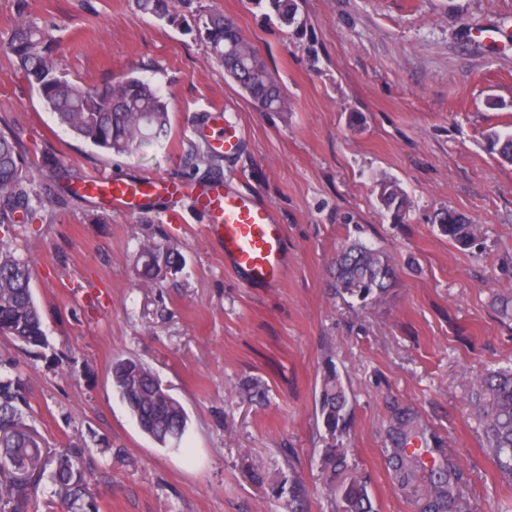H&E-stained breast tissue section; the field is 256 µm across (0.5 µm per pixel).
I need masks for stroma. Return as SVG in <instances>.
<instances>
[{
	"instance_id": "1",
	"label": "stroma",
	"mask_w": 512,
	"mask_h": 512,
	"mask_svg": "<svg viewBox=\"0 0 512 512\" xmlns=\"http://www.w3.org/2000/svg\"><path fill=\"white\" fill-rule=\"evenodd\" d=\"M304 26H282L267 0H172L170 16L133 0H0V133L31 174L32 212L0 241L32 266L48 345L27 353L0 336L48 447L87 446L99 512H332L325 449H345L341 480L367 483L376 512H424L428 470L401 481L397 413L408 411L437 467L457 463L462 512H512V481L490 459L468 406L476 378L512 365V164L486 139L512 131V0H298ZM232 17L279 79L290 108H259L210 55L207 16ZM50 32L67 78L94 88L127 72L161 89L170 129L147 156L116 155L59 123L8 49L20 20ZM503 103L487 107L488 98ZM233 116L236 157L198 164L202 128ZM221 176L269 204L286 228L289 266L275 288H247L207 239L189 202L153 199L120 213L74 189L87 176ZM407 196L402 219L376 181ZM452 211L477 224L472 245L441 229ZM150 241L181 261L139 280ZM359 241L396 269L383 298L334 287L341 246ZM152 368L189 421L180 448L143 434L112 384L115 359ZM349 401L322 424L323 375Z\"/></svg>"
}]
</instances>
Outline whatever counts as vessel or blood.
Listing matches in <instances>:
<instances>
[{
    "label": "vessel or blood",
    "instance_id": "1",
    "mask_svg": "<svg viewBox=\"0 0 512 512\" xmlns=\"http://www.w3.org/2000/svg\"><path fill=\"white\" fill-rule=\"evenodd\" d=\"M244 133L237 122L224 120L207 135L211 151L231 158L242 149ZM77 195L104 203L113 209L132 213L152 198L179 199L191 196L196 208L208 218L206 234L224 249V265L242 285L274 287L288 269L285 227L273 209L254 196L241 194L222 179L193 187L160 176L135 180L92 175L75 188Z\"/></svg>",
    "mask_w": 512,
    "mask_h": 512
}]
</instances>
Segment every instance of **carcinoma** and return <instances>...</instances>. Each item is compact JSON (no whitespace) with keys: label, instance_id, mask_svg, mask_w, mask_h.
I'll use <instances>...</instances> for the list:
<instances>
[{"label":"carcinoma","instance_id":"cac0c4a2","mask_svg":"<svg viewBox=\"0 0 512 512\" xmlns=\"http://www.w3.org/2000/svg\"><path fill=\"white\" fill-rule=\"evenodd\" d=\"M280 22L299 28L298 0H268ZM139 10L159 18L168 16L167 0H136ZM211 54L224 67V76L235 81L261 109L282 112L286 108L284 90L256 47L240 32L233 20L214 13L205 22ZM8 49L24 71L30 86L44 104L56 113L84 141L117 155H145L167 137L170 126L168 103L149 82L125 76L102 89L88 88L58 74L51 60L52 42L37 25L24 21L12 34ZM488 139L499 159L512 164V132L492 131ZM30 178L26 161L16 143L0 134V227L16 223L19 210L30 209ZM378 200L398 219L404 215L406 198L394 182L380 180ZM441 229L458 244L475 240L476 225L456 213L444 212ZM139 275L156 281L161 269L177 264L174 252L163 243L143 246L137 260ZM393 267L383 252L354 243L336 254V288L362 301L381 296L390 286ZM0 335L9 336L23 349L43 348L46 335L42 315L31 288L27 260L0 248ZM112 382L138 428L162 447L178 449L187 430L188 416L182 404L158 380L150 367L133 359H117L112 364ZM474 414L482 428L489 454L506 479H512V367L482 376L472 398ZM348 399L336 370L324 375L319 412L331 432L345 422ZM28 404L22 383L10 373L0 376V505L8 512H26L29 498L41 480L48 478L54 495L68 512H98L91 494L82 458L85 448L71 444L54 452L41 446L34 429L27 424ZM405 444L422 441L420 432L403 412L397 418ZM425 449H400L403 478L424 465ZM324 467L331 473L345 467L344 453L326 449ZM338 512H373L366 484L352 480L346 485L331 484ZM451 480L431 470L427 491L428 512H443L445 504L456 500Z\"/></svg>","mask_w":512,"mask_h":512}]
</instances>
